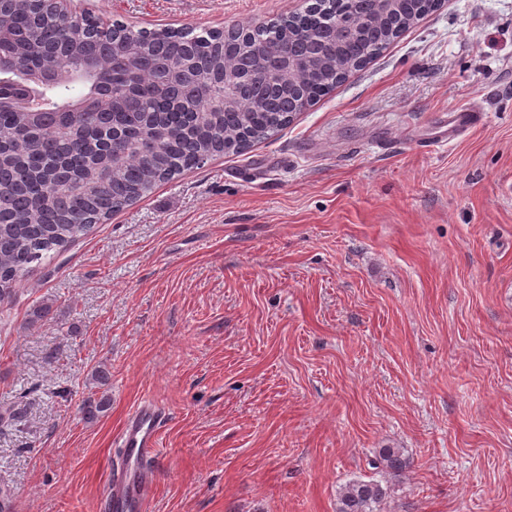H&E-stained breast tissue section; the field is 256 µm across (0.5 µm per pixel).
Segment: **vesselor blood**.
Returning a JSON list of instances; mask_svg holds the SVG:
<instances>
[{
    "label": "vessel or blood",
    "instance_id": "b4317fda",
    "mask_svg": "<svg viewBox=\"0 0 512 512\" xmlns=\"http://www.w3.org/2000/svg\"><path fill=\"white\" fill-rule=\"evenodd\" d=\"M483 115L473 108L449 113L440 140L451 143L464 132L479 126ZM165 415L152 401L141 403L127 418L119 432L122 463L109 473L114 512H141L154 484L149 465L158 446Z\"/></svg>",
    "mask_w": 512,
    "mask_h": 512
}]
</instances>
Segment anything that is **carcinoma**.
Here are the masks:
<instances>
[{
	"instance_id": "1",
	"label": "carcinoma",
	"mask_w": 512,
	"mask_h": 512,
	"mask_svg": "<svg viewBox=\"0 0 512 512\" xmlns=\"http://www.w3.org/2000/svg\"><path fill=\"white\" fill-rule=\"evenodd\" d=\"M343 7L314 0L304 11L271 25L282 42L311 43L317 21ZM35 0H12L0 13L10 38L0 55L30 71L81 69L88 59L99 74L48 83L38 98L49 109L30 115L0 106V302L11 298L31 264L45 265L95 224L153 187L197 168L214 156L244 152L290 124L278 101L293 88L303 112L336 88V76L288 73L273 87L269 106L254 110L251 91L236 110L213 112L202 101L157 86L162 69L201 62L210 75L208 98L224 97V64L256 39L247 24L231 35H199L188 29H133L92 12L73 11L56 26L38 24ZM379 464L392 475L408 461L399 448H382ZM391 495L380 480H356L338 494L336 512H378Z\"/></svg>"
}]
</instances>
